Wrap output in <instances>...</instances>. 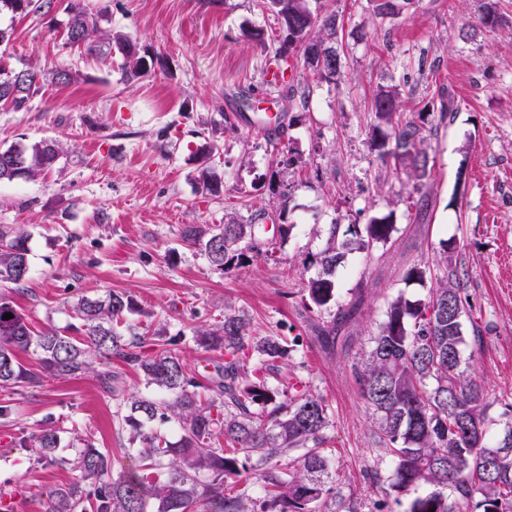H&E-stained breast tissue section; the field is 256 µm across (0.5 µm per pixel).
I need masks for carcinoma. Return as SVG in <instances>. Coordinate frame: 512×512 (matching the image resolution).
<instances>
[{"instance_id": "carcinoma-1", "label": "carcinoma", "mask_w": 512, "mask_h": 512, "mask_svg": "<svg viewBox=\"0 0 512 512\" xmlns=\"http://www.w3.org/2000/svg\"><path fill=\"white\" fill-rule=\"evenodd\" d=\"M68 15L67 44L93 54L100 44L115 46L124 73L144 76L153 59L137 44L117 34H102L83 0H60ZM281 21L283 38L277 54L290 49L302 53L314 73L335 76L340 57L326 45L336 38L335 12L318 14L308 0H262ZM380 17L395 16L409 0H370ZM54 0H0V15L51 11ZM40 73L14 69L0 57V104L20 112L39 90ZM377 124L373 134L378 156L392 158L417 183L431 176L428 153L422 149L425 127L404 115L399 95L379 91L371 105ZM63 154L56 141L18 143L0 149V181L33 179L50 169ZM256 225L230 218L212 228L190 226L183 240L204 247L211 264L220 268L243 262L260 251ZM392 215L373 216L364 230L341 239L338 225L329 229L317 260L319 270L307 284L310 302L324 308L335 296L336 270L348 255L370 252L391 242ZM28 234L0 226V282L20 287L29 275ZM460 278L429 289L424 299L402 294L388 305L385 319L372 338L371 350L356 368L363 396L375 413L374 443L391 457V487L404 490L429 487L416 496L406 512H512V423L493 440L488 438V405L482 386L462 367V316L468 305L460 294ZM134 300L119 293L82 297L72 305L71 318L78 336L50 328L35 333L14 300L0 293V388H19L46 374L77 378L111 364L112 358L140 370L147 385L170 394L168 398L131 397L122 422L141 442L137 465L127 474L112 475L110 454L84 440L72 461L74 480L46 492L43 512H146L147 501L156 512H321L335 496V473L322 454L328 426L323 397L283 393L257 377L248 367L247 353L269 360L283 357L286 346L274 336H248L245 319L232 312L213 328L197 331L200 344L224 353L216 397L204 402L201 383L188 373L175 342L150 343L143 336H123L118 327L134 312ZM11 313L13 318L3 319ZM32 350L38 368L31 370L19 353ZM177 423L175 442L146 430L153 421ZM223 435L237 443L235 455L215 446ZM59 445V431L48 425L24 439L20 447L49 460ZM304 453L288 461L290 451ZM255 471L264 495L253 499L241 492L224 494V484Z\"/></svg>"}]
</instances>
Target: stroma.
<instances>
[{
	"instance_id": "1",
	"label": "stroma",
	"mask_w": 512,
	"mask_h": 512,
	"mask_svg": "<svg viewBox=\"0 0 512 512\" xmlns=\"http://www.w3.org/2000/svg\"><path fill=\"white\" fill-rule=\"evenodd\" d=\"M339 19V75L314 77L288 56L291 81H268L280 23L261 0H84L101 29L127 36L155 60L126 77L115 51L87 54L63 44L62 10L0 19L12 36L0 52L42 75L26 110L0 106V149L44 138L66 151L45 175L0 183V225L28 236L30 274L11 296L35 331L66 330L83 296H131V333L175 340L196 377L223 364L197 344L198 330L244 316L251 336H279L288 353L268 377L287 395L323 396L329 425L322 452L340 498L357 512L380 500L405 512L412 492L391 490L389 455L372 441L373 410L354 373L398 294L426 297L406 281L420 266L432 281L456 267L470 305L462 355L487 391L488 415L504 421L512 405V0H411L394 17L368 0H308ZM494 6L496 28L481 16ZM77 74L68 86L55 69ZM450 88L458 110L423 146L434 162L415 188L401 167L371 147V102L398 93L406 116L439 110ZM306 104H298L301 91ZM219 195L198 182L197 150ZM284 207L272 208L280 192ZM392 214L387 247L348 255L336 272V300L316 308L305 291L316 276L329 225L341 233ZM236 218L256 225L260 252L223 269L186 243V225ZM356 308L332 347L316 325ZM142 373L121 360L88 376L0 390L12 412L0 417V500L7 512H40L46 490L71 482L80 438L112 456L114 474L134 469L136 445L118 417L124 399L148 395ZM60 431L51 461L18 446L45 422Z\"/></svg>"
}]
</instances>
